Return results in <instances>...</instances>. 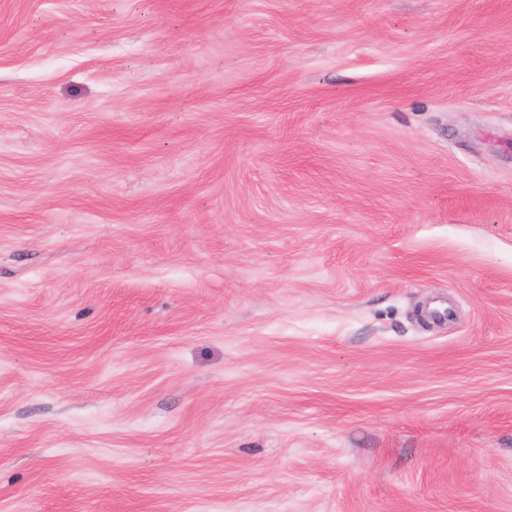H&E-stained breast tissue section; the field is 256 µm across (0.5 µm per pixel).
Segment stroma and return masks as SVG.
<instances>
[{"instance_id":"obj_1","label":"stroma","mask_w":512,"mask_h":512,"mask_svg":"<svg viewBox=\"0 0 512 512\" xmlns=\"http://www.w3.org/2000/svg\"><path fill=\"white\" fill-rule=\"evenodd\" d=\"M0 512H512V0H0Z\"/></svg>"}]
</instances>
